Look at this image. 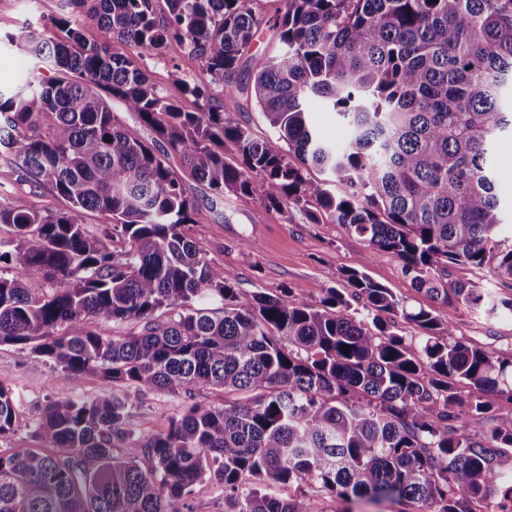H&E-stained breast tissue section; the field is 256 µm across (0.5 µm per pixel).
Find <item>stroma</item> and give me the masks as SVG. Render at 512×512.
Segmentation results:
<instances>
[{"label":"stroma","mask_w":512,"mask_h":512,"mask_svg":"<svg viewBox=\"0 0 512 512\" xmlns=\"http://www.w3.org/2000/svg\"><path fill=\"white\" fill-rule=\"evenodd\" d=\"M64 11L65 0H0L1 93H14L33 71L30 57L11 45L9 36L19 34L27 23L48 20ZM146 68L151 81L174 97L179 91L169 79L172 69H179L190 79L203 77L200 62L175 45L162 57L148 59ZM186 188L199 208L200 222L192 230L196 242L240 292L284 286L290 288L291 299L316 305L326 288L346 287L344 270L362 260L368 276L390 288L407 307L435 308L440 316L453 318L464 341L496 357L512 359V320L488 323L463 306L452 310L433 306L401 275L391 256L369 249L362 237L341 225L308 223L304 213L294 208L284 215L270 212L255 198L218 197L206 185L192 180ZM0 197L30 198L38 206L55 210L64 206L50 188L36 191L18 181L14 170L1 159ZM247 238L256 240V249L244 246ZM0 383L11 388L18 399L13 430L0 440V452L5 454L38 446L34 425L48 402L94 399L112 393L111 387L93 375L77 381L66 379L61 370L35 361L29 348L22 345L0 346ZM184 405L183 398L166 392L147 394L133 408L138 436L166 430Z\"/></svg>","instance_id":"obj_1"}]
</instances>
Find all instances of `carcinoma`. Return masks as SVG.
Wrapping results in <instances>:
<instances>
[{
  "mask_svg": "<svg viewBox=\"0 0 512 512\" xmlns=\"http://www.w3.org/2000/svg\"><path fill=\"white\" fill-rule=\"evenodd\" d=\"M69 2L8 37L51 76L0 93V155L69 206L0 201V345L27 346L70 380L94 374L112 396L43 408L34 436L54 452L0 454V512H210L191 498L204 480L224 487L222 512H320L327 492L512 512V360L457 338L432 309L407 310L364 258L317 306L283 286L240 294L194 241L184 189L190 178L341 224L440 305L512 318L511 296L450 274L465 264L512 281L491 164L512 133V0H285L271 25L280 49L260 57L249 50L267 20L247 0ZM88 21L100 39L84 36ZM174 42L206 75L171 72L192 111L145 69ZM247 68L272 138L219 102ZM314 97L343 143L307 124ZM114 100L155 143L122 126ZM85 211L104 222L84 224ZM399 317L418 335H400ZM122 322L141 330H102ZM153 391L187 404L141 444L142 462L121 449L136 435L131 408ZM214 391L222 403L195 400ZM487 392L507 406L491 411ZM16 403L0 384V439Z\"/></svg>",
  "mask_w": 512,
  "mask_h": 512,
  "instance_id": "obj_1",
  "label": "carcinoma"
}]
</instances>
